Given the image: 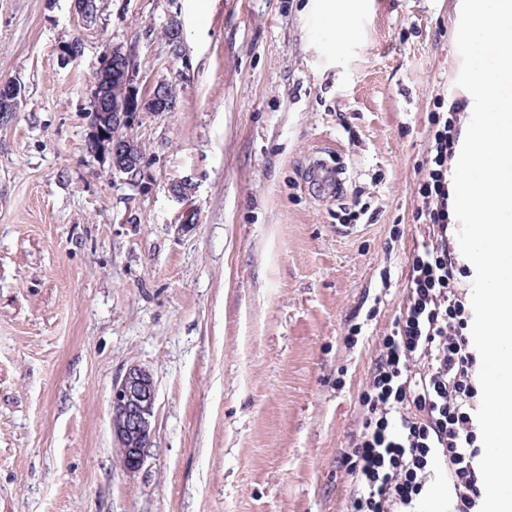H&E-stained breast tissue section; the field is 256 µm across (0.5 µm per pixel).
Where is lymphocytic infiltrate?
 <instances>
[{
    "label": "lymphocytic infiltrate",
    "instance_id": "f902f5d3",
    "mask_svg": "<svg viewBox=\"0 0 512 512\" xmlns=\"http://www.w3.org/2000/svg\"><path fill=\"white\" fill-rule=\"evenodd\" d=\"M461 116L435 102L412 210L418 237L389 333L379 337L359 396L361 426L343 455L351 489L345 512H424L437 480L442 512H477L481 402L472 313L463 286L470 267L455 247L449 161Z\"/></svg>",
    "mask_w": 512,
    "mask_h": 512
}]
</instances>
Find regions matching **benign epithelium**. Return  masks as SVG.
Wrapping results in <instances>:
<instances>
[{
    "mask_svg": "<svg viewBox=\"0 0 512 512\" xmlns=\"http://www.w3.org/2000/svg\"><path fill=\"white\" fill-rule=\"evenodd\" d=\"M115 65L112 50L103 51L97 60L92 95L97 108L87 114L89 151L109 161L112 172L137 175L140 164L136 160L137 144L121 136V131L136 122L142 112H158L164 105L165 83H158L151 94L137 95V101L118 103L109 90ZM22 99L21 86L11 81L0 82V125L8 123ZM156 401V388L145 370L129 367L112 384V430L120 452L122 465L129 471L139 469L147 457L153 436L152 419Z\"/></svg>",
    "mask_w": 512,
    "mask_h": 512,
    "instance_id": "7a95c632",
    "label": "benign epithelium"
}]
</instances>
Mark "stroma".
Here are the masks:
<instances>
[{
  "instance_id": "1",
  "label": "stroma",
  "mask_w": 512,
  "mask_h": 512,
  "mask_svg": "<svg viewBox=\"0 0 512 512\" xmlns=\"http://www.w3.org/2000/svg\"><path fill=\"white\" fill-rule=\"evenodd\" d=\"M458 3L345 0L343 41L327 0H97L93 24L72 0H0V80L22 88L0 125V512H343L427 115L462 100ZM115 45L139 94L177 88L130 129L132 181L85 145ZM319 159L342 196L305 191ZM133 365L156 403L129 472L111 392Z\"/></svg>"
}]
</instances>
